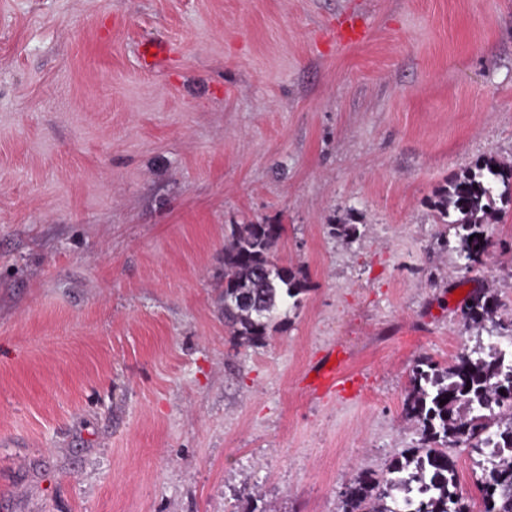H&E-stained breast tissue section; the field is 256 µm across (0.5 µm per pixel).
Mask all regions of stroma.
<instances>
[{"label":"stroma","instance_id":"35a3bbf8","mask_svg":"<svg viewBox=\"0 0 512 512\" xmlns=\"http://www.w3.org/2000/svg\"><path fill=\"white\" fill-rule=\"evenodd\" d=\"M490 156L512 0H0V512H341L419 439L415 360L476 345L454 291L512 317V201L470 271L432 206ZM251 223L309 286L257 347L219 298ZM170 53L169 46L162 41L145 40L139 52L140 67L146 72H154Z\"/></svg>","mask_w":512,"mask_h":512}]
</instances>
